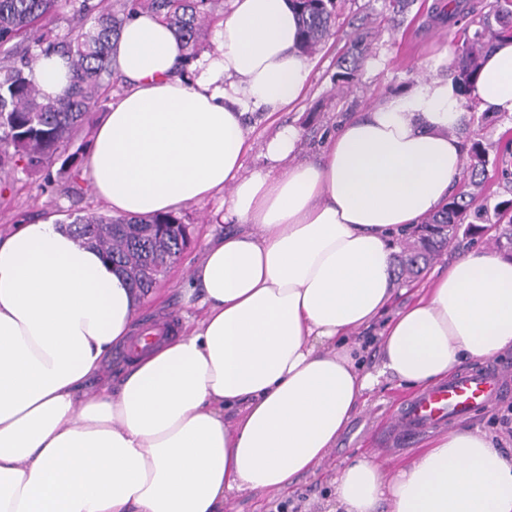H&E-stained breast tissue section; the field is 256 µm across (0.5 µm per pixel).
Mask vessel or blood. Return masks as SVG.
Returning a JSON list of instances; mask_svg holds the SVG:
<instances>
[{
  "label": "vessel or blood",
  "instance_id": "vessel-or-blood-1",
  "mask_svg": "<svg viewBox=\"0 0 512 512\" xmlns=\"http://www.w3.org/2000/svg\"><path fill=\"white\" fill-rule=\"evenodd\" d=\"M510 395L512 381L502 368L464 371L415 395L400 409L398 426L405 435H416L468 417Z\"/></svg>",
  "mask_w": 512,
  "mask_h": 512
}]
</instances>
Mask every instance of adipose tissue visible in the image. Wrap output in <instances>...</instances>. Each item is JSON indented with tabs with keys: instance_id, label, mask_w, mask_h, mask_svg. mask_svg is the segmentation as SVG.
I'll use <instances>...</instances> for the list:
<instances>
[{
	"instance_id": "adipose-tissue-1",
	"label": "adipose tissue",
	"mask_w": 512,
	"mask_h": 512,
	"mask_svg": "<svg viewBox=\"0 0 512 512\" xmlns=\"http://www.w3.org/2000/svg\"><path fill=\"white\" fill-rule=\"evenodd\" d=\"M194 82L158 16L129 18L114 46L127 86L87 160L112 215L168 213L220 191L236 231L192 270L204 312L192 331L130 343L133 288L56 219L0 236V512H224L238 492H282L315 473L361 396L407 389L463 359L512 351V258L467 251L427 297L386 317L394 242L446 203L462 168L465 101L512 116V37L462 93L429 75L347 119L315 162L299 128L265 143L273 170L243 174L244 117L293 107L308 88L291 0H233ZM386 317L381 366L350 335ZM334 512H512V458L458 426L387 476L354 458Z\"/></svg>"
}]
</instances>
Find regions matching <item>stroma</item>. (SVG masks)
<instances>
[{
  "instance_id": "obj_1",
  "label": "stroma",
  "mask_w": 512,
  "mask_h": 512,
  "mask_svg": "<svg viewBox=\"0 0 512 512\" xmlns=\"http://www.w3.org/2000/svg\"><path fill=\"white\" fill-rule=\"evenodd\" d=\"M435 0H413L405 15L392 17L385 0H344L336 18L335 33L311 53L313 70L305 96L292 111L268 114L263 110L247 113L250 150L243 158L244 172L265 167L263 146L278 126L294 124L301 128L298 158L317 160L324 140L338 123L374 105L389 92H399L413 85L417 78L427 76L428 63L440 53H447L449 62L456 61L458 49L469 29L468 16L454 23L438 19ZM363 36L369 50L362 59L351 84H343L337 73L340 60L347 56L352 40ZM468 120L464 139L481 141L489 151L483 195L489 204L512 197V156L503 153L512 140V118L490 116L476 106L467 109ZM104 109L88 112L73 141L79 153L76 162H69L66 153H59L38 169L17 167L0 172V235L10 233L16 225L41 220L47 216L67 219L71 214H103L107 208L96 196L85 161L90 152L97 124ZM223 194L190 203L178 216L188 224L190 243L168 277L148 293L134 314L135 328L164 322L193 326L199 317L198 308L185 305L182 290L188 287L193 266L202 255L207 235H220L223 225L214 221L221 210ZM494 231L482 237L459 236L447 251L438 257L430 270L417 279L404 283L388 305L389 314H396L405 305L425 295L433 271L447 268L450 261L473 247L492 248ZM411 392L384 379L362 402L344 432L336 441L327 459L316 474L299 476L284 493H239L224 502V512H276L277 504L292 501L299 512H331L334 504V479L355 456L371 458L388 473L396 472L421 448L427 446L430 434L402 437L396 429V410ZM472 429L492 437L497 448L512 455V395L500 399L467 419Z\"/></svg>"
}]
</instances>
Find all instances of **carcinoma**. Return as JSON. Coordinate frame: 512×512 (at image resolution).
I'll use <instances>...</instances> for the list:
<instances>
[{"instance_id": "cac0c4a2", "label": "carcinoma", "mask_w": 512, "mask_h": 512, "mask_svg": "<svg viewBox=\"0 0 512 512\" xmlns=\"http://www.w3.org/2000/svg\"><path fill=\"white\" fill-rule=\"evenodd\" d=\"M207 0H147L150 12L162 17L181 41L186 59L194 58L203 35L202 10ZM299 13L305 53L316 50L336 22L337 0H293ZM70 8L71 25L61 33L43 24ZM142 6L141 0H125L112 9L109 0H0V168L25 163L36 167L61 146L72 142L85 115L104 106V90L114 70L112 50L127 18ZM501 23L492 28L490 19ZM503 34L512 35V0H492L482 26L463 42L458 62L449 73L456 83L469 86L475 80L483 52ZM59 54L70 60L69 83L54 99L45 96L33 79L35 63L42 56ZM468 169L474 177L485 170L488 152L479 141L467 149ZM494 213L496 244L512 256V199L490 208L476 204L473 195L455 194L414 231L397 257L399 277L415 278L459 234L482 235L488 213ZM173 214L123 217L76 215L68 224L82 241L115 264L141 296L155 284L157 262L166 255L177 257L190 242L188 228L177 227Z\"/></svg>"}]
</instances>
